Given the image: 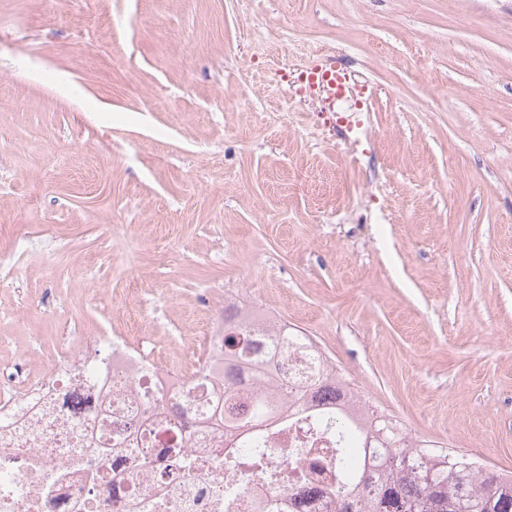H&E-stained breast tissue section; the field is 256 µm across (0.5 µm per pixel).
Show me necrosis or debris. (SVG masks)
Masks as SVG:
<instances>
[{"label": "necrosis or debris", "mask_w": 512, "mask_h": 512, "mask_svg": "<svg viewBox=\"0 0 512 512\" xmlns=\"http://www.w3.org/2000/svg\"><path fill=\"white\" fill-rule=\"evenodd\" d=\"M203 354L179 366L149 341L66 336L33 361L0 364V512H336L347 458L337 411L361 395L314 348L272 347L273 317L206 298ZM248 327L257 359L224 356V323ZM294 395L249 429L255 392Z\"/></svg>", "instance_id": "necrosis-or-debris-1"}]
</instances>
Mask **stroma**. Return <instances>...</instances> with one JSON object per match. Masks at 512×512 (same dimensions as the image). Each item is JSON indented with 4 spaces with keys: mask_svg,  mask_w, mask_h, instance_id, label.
I'll return each mask as SVG.
<instances>
[{
    "mask_svg": "<svg viewBox=\"0 0 512 512\" xmlns=\"http://www.w3.org/2000/svg\"><path fill=\"white\" fill-rule=\"evenodd\" d=\"M355 89L330 126L299 72ZM247 88V105H227ZM0 359L268 310L512 473V0H0ZM311 86L328 93L329 97L336 98V90H343L348 86L349 77L346 73L336 72V67L326 66L318 72H311L308 76Z\"/></svg>",
    "mask_w": 512,
    "mask_h": 512,
    "instance_id": "1",
    "label": "stroma"
}]
</instances>
